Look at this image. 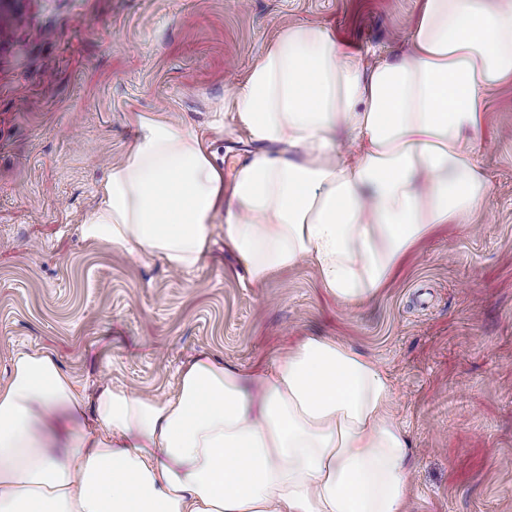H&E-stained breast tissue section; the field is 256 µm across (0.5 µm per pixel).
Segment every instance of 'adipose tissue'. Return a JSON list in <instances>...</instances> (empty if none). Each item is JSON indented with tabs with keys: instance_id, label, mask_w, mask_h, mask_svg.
I'll return each mask as SVG.
<instances>
[{
	"instance_id": "obj_1",
	"label": "adipose tissue",
	"mask_w": 512,
	"mask_h": 512,
	"mask_svg": "<svg viewBox=\"0 0 512 512\" xmlns=\"http://www.w3.org/2000/svg\"><path fill=\"white\" fill-rule=\"evenodd\" d=\"M401 59L363 66L321 25L281 29L227 108L260 143L232 185L184 124L137 120L80 234L169 267L216 219L250 285L305 262L340 304L374 301L409 255L483 206L489 89L512 80V0H420ZM0 382V512H406L408 441L372 360L305 336L242 373L196 358L174 393L88 398L50 355ZM87 427L58 453L40 413Z\"/></svg>"
}]
</instances>
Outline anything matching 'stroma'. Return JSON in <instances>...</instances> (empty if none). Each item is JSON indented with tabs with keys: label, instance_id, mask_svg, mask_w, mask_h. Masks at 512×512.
<instances>
[{
	"label": "stroma",
	"instance_id": "obj_1",
	"mask_svg": "<svg viewBox=\"0 0 512 512\" xmlns=\"http://www.w3.org/2000/svg\"><path fill=\"white\" fill-rule=\"evenodd\" d=\"M417 0H0V378L41 350L87 396L162 397L206 355L242 372L331 336L390 378L410 443L408 512H512V83L489 91L491 191L379 298L343 307L305 263L248 285L216 225L193 274L82 240L97 189L152 116L192 126L225 181L256 146L224 116L278 31L402 57Z\"/></svg>",
	"mask_w": 512,
	"mask_h": 512
}]
</instances>
